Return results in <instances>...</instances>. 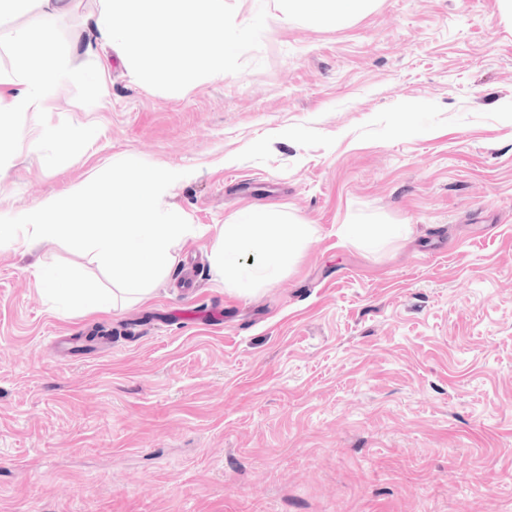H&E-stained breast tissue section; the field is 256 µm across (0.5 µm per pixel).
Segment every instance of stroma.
<instances>
[{
    "instance_id": "35a3bbf8",
    "label": "stroma",
    "mask_w": 512,
    "mask_h": 512,
    "mask_svg": "<svg viewBox=\"0 0 512 512\" xmlns=\"http://www.w3.org/2000/svg\"><path fill=\"white\" fill-rule=\"evenodd\" d=\"M281 4L225 0L228 75L176 90L86 52L98 0L55 19L81 73L16 120L0 216L131 155L184 172L161 204L208 232L151 300L92 315L34 276L104 280L91 255L0 251V512H512V17L371 0L316 25ZM57 126L96 135L66 149L42 135ZM254 208L315 234L242 294L210 254ZM344 224L407 232L370 248ZM98 327L60 357L54 337Z\"/></svg>"
}]
</instances>
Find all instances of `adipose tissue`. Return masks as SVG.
<instances>
[{
    "label": "adipose tissue",
    "instance_id": "adipose-tissue-1",
    "mask_svg": "<svg viewBox=\"0 0 512 512\" xmlns=\"http://www.w3.org/2000/svg\"><path fill=\"white\" fill-rule=\"evenodd\" d=\"M370 0H289L288 10L312 22L340 20L363 11ZM74 0H0V17L26 15L7 39L13 58L11 70L0 71V84L16 85V92L0 95V129L15 117L43 113L53 87L70 67L68 58L51 60L56 35L54 17L72 10ZM92 45H107L127 62L135 63L155 51L164 61L161 70L172 85L192 76L223 78L225 53L215 45L235 22L225 12L224 0H100L88 22ZM313 238L311 225L288 213L246 210L222 225L210 261L225 287L241 281L271 282L289 269ZM250 263H243V256Z\"/></svg>",
    "mask_w": 512,
    "mask_h": 512
}]
</instances>
